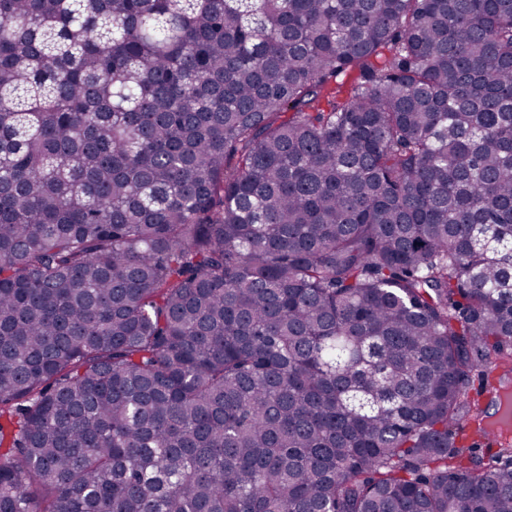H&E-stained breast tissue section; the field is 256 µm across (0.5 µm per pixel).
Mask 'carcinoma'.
Listing matches in <instances>:
<instances>
[{"mask_svg":"<svg viewBox=\"0 0 512 512\" xmlns=\"http://www.w3.org/2000/svg\"><path fill=\"white\" fill-rule=\"evenodd\" d=\"M510 348L512 0H0V512H512Z\"/></svg>","mask_w":512,"mask_h":512,"instance_id":"obj_1","label":"carcinoma"}]
</instances>
